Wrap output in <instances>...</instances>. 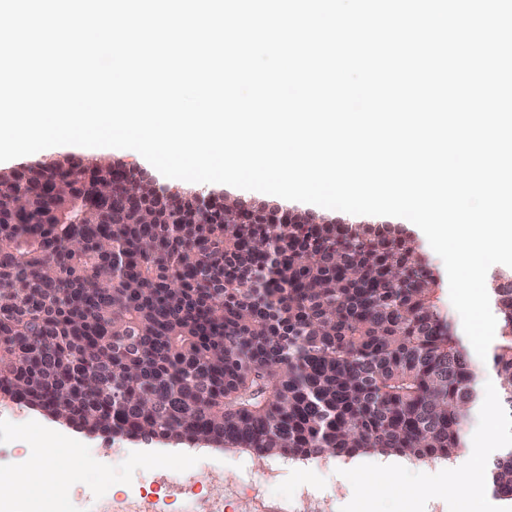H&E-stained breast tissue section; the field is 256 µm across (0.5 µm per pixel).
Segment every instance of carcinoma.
Here are the masks:
<instances>
[{
    "instance_id": "1",
    "label": "carcinoma",
    "mask_w": 512,
    "mask_h": 512,
    "mask_svg": "<svg viewBox=\"0 0 512 512\" xmlns=\"http://www.w3.org/2000/svg\"><path fill=\"white\" fill-rule=\"evenodd\" d=\"M488 289L512 435V271ZM477 371L410 234L257 207L226 224L105 160L0 171V401L112 441L425 460L464 446ZM489 473L512 503V444Z\"/></svg>"
}]
</instances>
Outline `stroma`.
<instances>
[{
    "mask_svg": "<svg viewBox=\"0 0 512 512\" xmlns=\"http://www.w3.org/2000/svg\"><path fill=\"white\" fill-rule=\"evenodd\" d=\"M65 156L149 167L133 150L73 145L48 148L20 157L19 162ZM0 419L11 424L10 432L0 436L2 447L86 450L93 464L82 473L89 489L83 512H135L127 497L133 483H172L168 466L177 462L237 486L226 512H512V504L494 499L489 490L487 459H475L471 450L483 436L505 444V430L492 408L479 409L466 448L452 461L408 457L392 475L383 472V455L374 450L351 459L260 458L239 448L157 441L109 443L13 404L0 405Z\"/></svg>",
    "mask_w": 512,
    "mask_h": 512,
    "instance_id": "obj_1",
    "label": "stroma"
}]
</instances>
